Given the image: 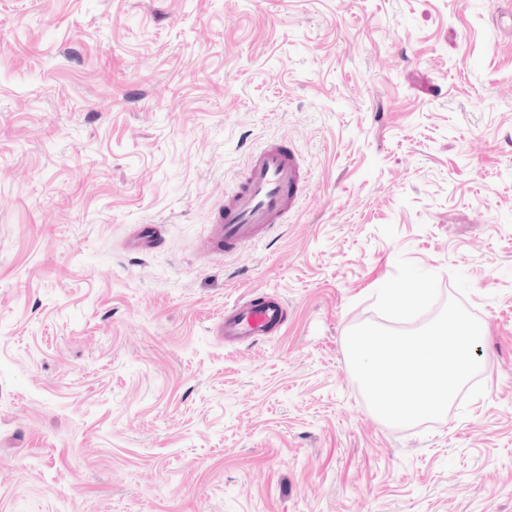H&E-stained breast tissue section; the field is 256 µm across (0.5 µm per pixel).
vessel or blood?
<instances>
[{"mask_svg":"<svg viewBox=\"0 0 512 512\" xmlns=\"http://www.w3.org/2000/svg\"><path fill=\"white\" fill-rule=\"evenodd\" d=\"M307 185V170L300 153L279 143L251 149L250 160L235 187L209 224L207 248L229 256L265 241L287 223ZM163 228L139 224L128 244L136 252L154 249ZM288 320L285 301L271 294L250 291L225 305L216 327L225 344L250 346L280 333Z\"/></svg>","mask_w":512,"mask_h":512,"instance_id":"b4317fda","label":"vessel or blood"}]
</instances>
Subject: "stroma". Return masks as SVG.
I'll list each match as a JSON object with an SVG mask.
<instances>
[{"label": "stroma", "instance_id": "obj_1", "mask_svg": "<svg viewBox=\"0 0 512 512\" xmlns=\"http://www.w3.org/2000/svg\"><path fill=\"white\" fill-rule=\"evenodd\" d=\"M496 0H0V512H512V16ZM278 140L309 193L206 255ZM159 224L149 254L123 247ZM485 393L389 426L348 331L426 283ZM285 335L228 347L249 290Z\"/></svg>", "mask_w": 512, "mask_h": 512}]
</instances>
